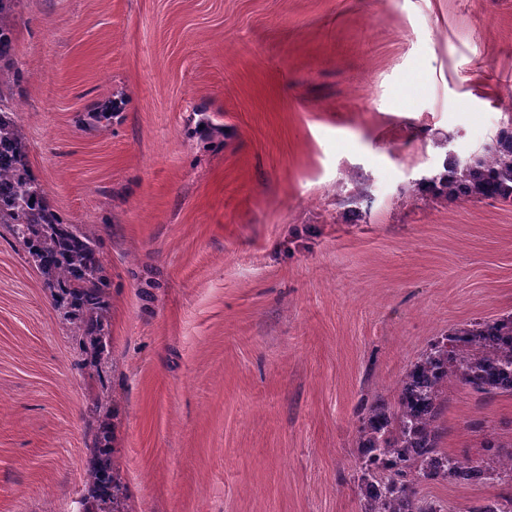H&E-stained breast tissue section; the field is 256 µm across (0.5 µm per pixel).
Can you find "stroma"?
Segmentation results:
<instances>
[{
	"instance_id": "stroma-1",
	"label": "stroma",
	"mask_w": 512,
	"mask_h": 512,
	"mask_svg": "<svg viewBox=\"0 0 512 512\" xmlns=\"http://www.w3.org/2000/svg\"><path fill=\"white\" fill-rule=\"evenodd\" d=\"M14 53L30 172L112 288L94 367L0 227V512H97L101 398L122 512H360L362 405L512 313V202L423 188L512 121V0H20ZM444 396L445 452L512 444V395Z\"/></svg>"
}]
</instances>
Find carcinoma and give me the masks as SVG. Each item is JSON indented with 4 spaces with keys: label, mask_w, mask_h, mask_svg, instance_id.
Listing matches in <instances>:
<instances>
[{
    "label": "carcinoma",
    "mask_w": 512,
    "mask_h": 512,
    "mask_svg": "<svg viewBox=\"0 0 512 512\" xmlns=\"http://www.w3.org/2000/svg\"><path fill=\"white\" fill-rule=\"evenodd\" d=\"M16 2L0 0V227L37 266L78 348L97 354L108 334L111 282L98 239L51 209L30 173L28 140L16 120L13 96L22 78L13 59ZM505 176L512 180L511 125L495 139L491 161H471L443 182L450 198L465 199L498 195ZM452 379L482 398L512 395V315L473 322L435 341L404 374L396 404L375 398L365 406L356 462L361 512H442L418 496L416 486L423 480L512 483V455L506 463H474L440 448L438 420ZM95 408L99 424L88 461V491L94 500L113 504L120 485L111 464L109 409L103 402ZM467 512H512V494L479 500Z\"/></svg>",
    "instance_id": "1"
}]
</instances>
